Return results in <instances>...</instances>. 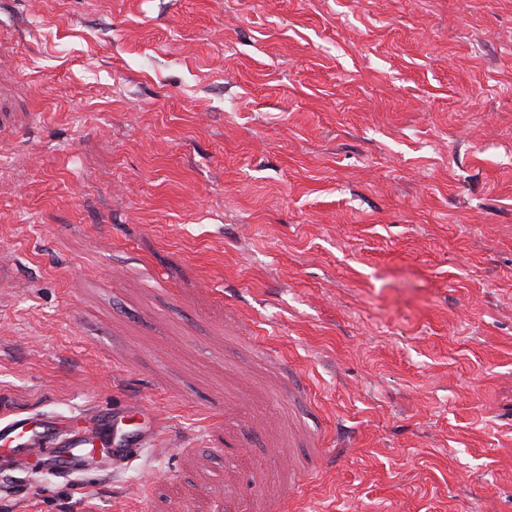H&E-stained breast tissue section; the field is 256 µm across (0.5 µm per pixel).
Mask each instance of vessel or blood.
Wrapping results in <instances>:
<instances>
[{"mask_svg": "<svg viewBox=\"0 0 512 512\" xmlns=\"http://www.w3.org/2000/svg\"><path fill=\"white\" fill-rule=\"evenodd\" d=\"M160 429L155 409L141 400L90 407L60 419L51 415L0 420V468L82 476L132 464L152 447Z\"/></svg>", "mask_w": 512, "mask_h": 512, "instance_id": "1", "label": "vessel or blood"}]
</instances>
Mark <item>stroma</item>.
Here are the masks:
<instances>
[{"label": "stroma", "instance_id": "stroma-1", "mask_svg": "<svg viewBox=\"0 0 512 512\" xmlns=\"http://www.w3.org/2000/svg\"><path fill=\"white\" fill-rule=\"evenodd\" d=\"M0 111V418L162 421L0 512H512V0H0Z\"/></svg>", "mask_w": 512, "mask_h": 512}]
</instances>
